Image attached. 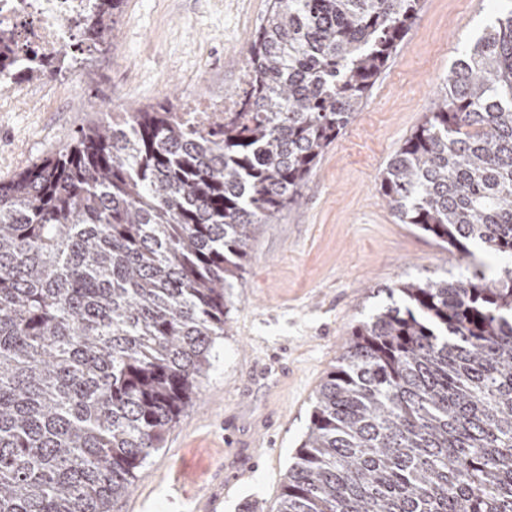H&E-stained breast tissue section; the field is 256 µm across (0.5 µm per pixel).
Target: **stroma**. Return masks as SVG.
<instances>
[{"label":"stroma","instance_id":"stroma-1","mask_svg":"<svg viewBox=\"0 0 512 512\" xmlns=\"http://www.w3.org/2000/svg\"><path fill=\"white\" fill-rule=\"evenodd\" d=\"M268 0H124L112 39L44 79V96L0 101V182L55 154L98 112L242 93L234 68ZM494 0H422L360 112L327 148L297 204L258 225L229 326L195 404L138 469L113 512L276 507L316 393L354 327L388 289L512 258H459L401 223L379 192L389 160L441 97L451 64L494 22Z\"/></svg>","mask_w":512,"mask_h":512}]
</instances>
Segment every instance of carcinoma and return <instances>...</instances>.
Returning a JSON list of instances; mask_svg holds the SVG:
<instances>
[{
	"label": "carcinoma",
	"instance_id": "1",
	"mask_svg": "<svg viewBox=\"0 0 512 512\" xmlns=\"http://www.w3.org/2000/svg\"><path fill=\"white\" fill-rule=\"evenodd\" d=\"M505 2L380 181L402 223L460 255L512 256ZM419 8L269 0L220 133L130 107L0 182V512L130 494L194 404L256 225L298 201ZM396 292L316 393L277 512H512V268Z\"/></svg>",
	"mask_w": 512,
	"mask_h": 512
}]
</instances>
